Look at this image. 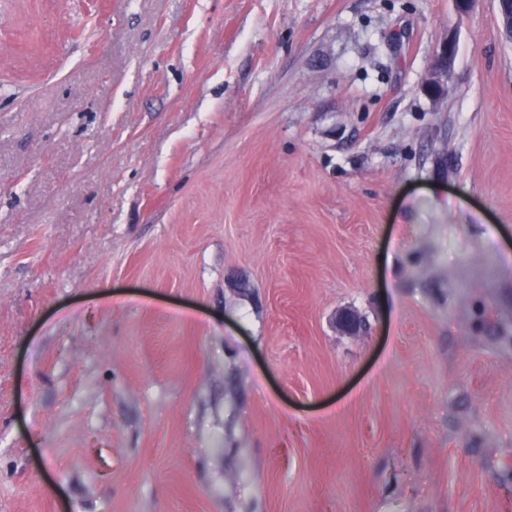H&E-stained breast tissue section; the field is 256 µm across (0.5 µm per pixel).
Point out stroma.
<instances>
[{"label": "stroma", "instance_id": "35a3bbf8", "mask_svg": "<svg viewBox=\"0 0 512 512\" xmlns=\"http://www.w3.org/2000/svg\"><path fill=\"white\" fill-rule=\"evenodd\" d=\"M0 512H512L497 0H0ZM456 39L448 37L435 53V62L429 69L425 79L424 88L435 98H441L447 89V78L456 57Z\"/></svg>", "mask_w": 512, "mask_h": 512}]
</instances>
